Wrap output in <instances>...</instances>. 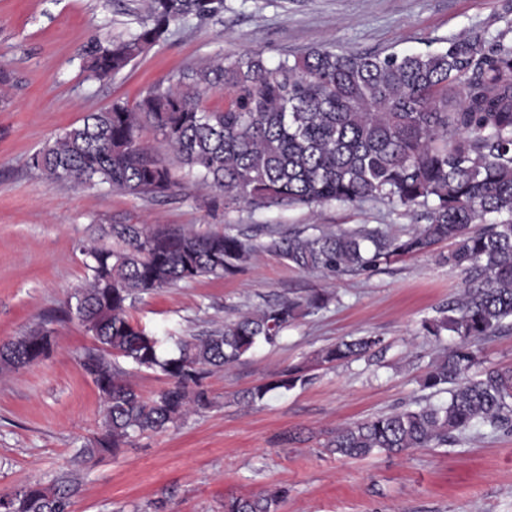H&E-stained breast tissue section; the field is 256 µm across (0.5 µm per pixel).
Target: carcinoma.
Wrapping results in <instances>:
<instances>
[{
	"label": "carcinoma",
	"instance_id": "cac0c4a2",
	"mask_svg": "<svg viewBox=\"0 0 512 512\" xmlns=\"http://www.w3.org/2000/svg\"><path fill=\"white\" fill-rule=\"evenodd\" d=\"M226 0H145V18L127 37L92 39L81 58L99 79L126 68L162 42L170 27L210 19ZM490 31L474 26L418 53L310 49L267 65L251 50L210 68L182 71L133 105L115 103L63 131L31 157L52 184H106L140 197H169L181 178L140 141L150 125L177 155L185 175L254 208L325 203H383L413 217V230L380 225L294 231L256 244L243 234L149 231L110 227L112 247H91L86 287L68 311L91 333L81 365L103 399V432L94 455L132 435L162 433L190 412L211 408L204 380L257 345L275 344L299 318L325 307L317 291L286 298L224 322V328L180 338L163 358L159 339L129 316L146 294L202 277L240 271L261 250L304 271L334 276L371 271L391 259L449 244L443 260L466 270L469 283L451 314L423 323L434 336L459 342L422 379L448 386V400L371 416L336 429L330 452L359 459L446 445L473 428L512 432V371L493 366L469 374L475 343L512 326V19ZM217 87L229 92L222 110L203 105ZM378 336L342 340L318 354L322 364L365 356ZM53 337L42 327L0 349V365L20 368L45 358ZM159 370L167 388L143 398L124 380L120 361ZM295 365L243 391L254 404L275 390L309 382ZM277 491L224 502V512H277ZM0 512H71L70 490L37 484L0 496Z\"/></svg>",
	"mask_w": 512,
	"mask_h": 512
}]
</instances>
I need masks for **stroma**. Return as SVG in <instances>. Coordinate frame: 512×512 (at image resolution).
<instances>
[{"label":"stroma","instance_id":"obj_1","mask_svg":"<svg viewBox=\"0 0 512 512\" xmlns=\"http://www.w3.org/2000/svg\"><path fill=\"white\" fill-rule=\"evenodd\" d=\"M142 0H0V67L16 85L0 94V345L51 319L55 345L40 362L0 368V496L39 483L73 488L72 512H224L225 500L280 490L277 512H512V432L481 427L445 446L342 459L327 442L337 427L407 406L442 403L423 388L432 358L455 338L422 324L451 307L464 271L440 256L405 257L334 278L296 269L262 251L242 271L148 294L130 315L169 354L178 337L281 298L325 290L326 309L299 319L275 345L262 344L206 384L214 404L177 427L140 434L116 452L78 456L102 433V398L79 359L94 339L65 309L88 281L102 230L241 232L384 224L410 218L378 202L359 207L255 208L185 181L180 195L150 200L108 186L49 184L33 154L66 128L113 103L132 104L186 69L261 51L268 64L314 47L422 52L472 26L496 27L512 0H230L223 16L191 18L120 73L97 79L80 55L92 38H123ZM372 334L370 359L319 364L318 352ZM306 364L310 381L248 406L242 390Z\"/></svg>","mask_w":512,"mask_h":512}]
</instances>
